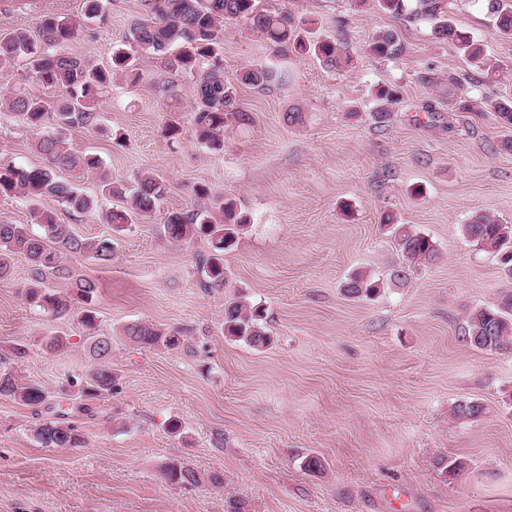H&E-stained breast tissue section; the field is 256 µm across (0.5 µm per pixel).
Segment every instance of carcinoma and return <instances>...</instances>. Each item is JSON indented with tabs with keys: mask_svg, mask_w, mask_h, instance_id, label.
<instances>
[{
	"mask_svg": "<svg viewBox=\"0 0 512 512\" xmlns=\"http://www.w3.org/2000/svg\"><path fill=\"white\" fill-rule=\"evenodd\" d=\"M379 8L405 23L425 22L435 38L457 44L479 74L487 72L483 48L460 30L451 16L452 0H376ZM146 15L129 25L127 40L131 51L113 52L111 70H103L71 55L69 44L84 30L79 21L44 15L32 29H15L0 35V75L12 72L18 60L26 62L24 79L46 88H62L63 95L46 100L29 93L15 92L0 102L25 127L36 132L35 147L44 164L23 167L10 157L0 155V196L19 197L29 206V223H0V280L9 277L11 259L21 255L31 265V277L23 288L27 303L39 311L57 316L69 308L71 298L62 297L45 286L46 275L72 277L68 259L80 255L101 263L112 261L110 238L76 236L69 224L57 219L56 207L79 215L103 212L106 223L122 232L137 221L150 217L165 195V184L157 176L143 174L133 186L116 181L99 157L70 151L67 134L75 129L99 131L97 104L112 77L122 74L137 82L142 73L136 54L152 55L166 67L195 78L196 98L192 106L190 133L198 144L210 151L224 148V133L229 122L243 120L234 89L224 83L219 57L220 33L224 21L240 20L265 41L278 56L290 54L316 57L331 69L348 62L341 43L334 39H310L299 31L293 17L285 11L269 9L262 0H144ZM487 11L494 18L497 31L512 39V3L487 0ZM371 55L380 59L401 56L404 45L398 32H377L368 44ZM241 82L256 88L288 82V72L273 65L255 64L242 74ZM458 83L448 77V103L462 111L470 103L459 96ZM374 120L389 125L397 91L389 86L376 90ZM89 175L96 176L98 193L80 187ZM116 198L122 205L106 211L103 201ZM380 223L390 227L391 237L404 260L410 264H429L438 258L435 242L409 224H401L396 215L385 212ZM249 224V218L231 199H216L210 206L192 211H172L166 217V232L175 241L204 237L209 254L200 259L198 274L206 287L224 285V251L230 248ZM463 236L495 258L508 279L512 280V224H502L489 214L478 213L462 225ZM384 287V281L361 272L353 274L344 286L350 298H370ZM76 301L81 304L80 323L87 335L89 363L83 382L77 389L75 413L89 410V403L112 393L116 377L109 359L112 338L99 333L94 308L97 285L85 278L75 280ZM131 342L142 347L180 346L183 337L164 328L131 323L123 328ZM224 334L249 346L265 348L271 337L263 324L260 307L244 296L224 303ZM463 340L470 346L489 352L512 349V289L501 292L498 304L470 310L465 318ZM0 396L12 398L25 406L45 404V392L35 384H22L13 372L0 371ZM485 413L475 400H460L452 408L457 421H475ZM36 442L44 448H82L86 436L68 413L56 412L41 421L34 430ZM436 467L445 474L457 475L466 468L460 458L441 456ZM160 471L167 482L176 486L198 485L200 474L184 459L170 457Z\"/></svg>",
	"mask_w": 512,
	"mask_h": 512,
	"instance_id": "carcinoma-1",
	"label": "carcinoma"
}]
</instances>
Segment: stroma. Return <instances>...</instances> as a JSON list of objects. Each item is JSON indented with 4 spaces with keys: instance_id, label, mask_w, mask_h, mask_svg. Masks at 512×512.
Here are the masks:
<instances>
[{
    "instance_id": "stroma-1",
    "label": "stroma",
    "mask_w": 512,
    "mask_h": 512,
    "mask_svg": "<svg viewBox=\"0 0 512 512\" xmlns=\"http://www.w3.org/2000/svg\"><path fill=\"white\" fill-rule=\"evenodd\" d=\"M295 21L343 41L349 61L330 70L291 56L288 84L241 85L251 64L271 52L241 21L224 25L221 68L244 119L232 122L214 153L168 123H188L192 77L160 60L141 61L137 83L115 80L98 102L101 131L76 129L73 151L101 157L127 182L152 172L166 183L160 209L114 234L95 216L60 212L83 238L113 237L102 265L74 257V276L98 285L100 332L112 339L111 395L78 422L85 447L44 448L33 438V408L0 398V512H224L228 495L252 512H512V353L463 342L467 311L498 302L507 283L496 262L460 231L472 215L512 224V153L497 151L507 133L491 108L512 98V39L493 27L485 0H454L459 29L480 43L493 79L475 82L457 46L434 38L428 24L404 25L374 0H267ZM83 0H0V33L35 27L43 15L81 18ZM142 0H107L102 18L70 44L72 55L108 66ZM397 30L402 56L379 59L368 44ZM479 106L457 112L444 80ZM398 89L389 126L372 119L378 87ZM298 113L289 122L288 113ZM35 135L0 112V152L35 167ZM236 200L250 217L224 254L226 283L206 288L197 272L206 241L173 242L164 233L172 211L200 205L194 194ZM397 213L438 247L432 264L405 267L379 222ZM386 279L371 300L345 297L355 272ZM24 257L0 281V367L41 386L49 402L70 407L88 363L75 312L54 318L26 304ZM246 294L265 311L269 347L226 336L224 304ZM132 322L186 330L182 347L143 348L126 339ZM68 344L50 351L47 336ZM25 346V357L10 348ZM482 403L483 416L459 422L453 405ZM178 419L182 435L168 424ZM322 470L301 466L307 456ZM466 459L457 476L437 456ZM181 457L203 476L184 489L166 482L161 462ZM224 476L210 483L211 473Z\"/></svg>"
}]
</instances>
